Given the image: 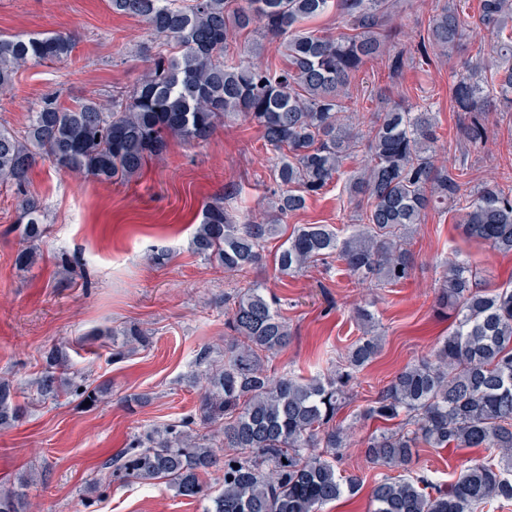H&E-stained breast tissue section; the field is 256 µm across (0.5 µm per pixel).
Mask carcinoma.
Listing matches in <instances>:
<instances>
[{
  "instance_id": "carcinoma-1",
  "label": "carcinoma",
  "mask_w": 512,
  "mask_h": 512,
  "mask_svg": "<svg viewBox=\"0 0 512 512\" xmlns=\"http://www.w3.org/2000/svg\"><path fill=\"white\" fill-rule=\"evenodd\" d=\"M112 11L144 20L179 52L143 46L149 67L129 91L107 105L93 99L65 106L45 96L29 112L24 133L0 124V184L25 190L34 165L44 159L63 174L101 181L129 180L170 140L202 142L217 124L241 117L262 131L274 156L264 218L256 222L222 199L204 204L192 248L230 272L257 265L269 238L288 214L306 207L341 175L346 161L362 154L360 168L344 185L356 202L357 229L341 237L326 224L294 229L276 255L282 276L319 261L342 262L361 284L397 285L413 267L409 235L430 208L453 206L468 237L503 254L512 253V176L463 190L464 171L439 166L438 120L426 102L399 103L368 117L352 111L351 84L365 64L387 53L386 31L407 0H110ZM479 24L496 35L494 63L483 48L454 84L455 109L471 117L467 141L482 142L479 115L512 112V0H480ZM331 9L344 31L318 35L304 21ZM251 30L280 40L283 65L260 54L233 55L231 43ZM468 35L456 0H435L427 42L452 57ZM62 35L0 36V88L18 71L70 55ZM20 265L31 261L43 228L38 198L22 199ZM438 304L455 318L453 330L433 354L403 368L364 409V417L395 421L370 434L366 460L399 471L372 488L375 512H482L512 502V285L477 283L466 263L446 262ZM227 336L224 362L209 365L195 413L136 437L115 470L138 481L163 480L188 498L205 496L204 479L223 471L224 488L204 512H322L324 505L356 493L362 477L337 472L348 432L336 423L354 375L380 351L377 336H363L334 374L309 379L274 377L265 360L288 346L291 331L281 299L252 281L224 294ZM53 371L40 390L56 392L54 370L63 352L46 356ZM67 392L96 405L103 390L74 378ZM23 414L10 384L0 382V427ZM209 427L198 435L197 424ZM484 448L444 490L428 478H407L420 445ZM0 512H24L22 495L0 492Z\"/></svg>"
}]
</instances>
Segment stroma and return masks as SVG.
<instances>
[{
	"instance_id": "1",
	"label": "stroma",
	"mask_w": 512,
	"mask_h": 512,
	"mask_svg": "<svg viewBox=\"0 0 512 512\" xmlns=\"http://www.w3.org/2000/svg\"><path fill=\"white\" fill-rule=\"evenodd\" d=\"M473 30L453 58L416 46L426 36L433 0H409L400 27L388 41L407 59L391 75L388 62H368L352 88L358 112H380L386 103L427 100L439 121L437 159L464 169L467 188L512 174V114L490 113L487 139L472 148L460 133L451 90L478 46L493 35L476 28L479 0H462ZM72 36L70 56L19 71L0 96V123L23 130L31 109L48 93L64 104L79 98L111 101L131 89L147 64L135 52L145 43L165 44L137 17L114 13L109 0H0V35ZM273 155L262 132L242 118L220 123L199 145L170 141L132 181L102 182L57 173L38 161L28 191L44 210V234L36 261L16 262L22 196L0 185V380H8L26 415L0 429V485L26 483L28 512H203V502L176 494L160 481L117 477L108 463L146 430L162 428L195 412L205 360L224 357V295L243 280L261 281L282 299L292 339L268 362L272 376H327L364 329L353 311L373 302L380 353L358 373L337 419L355 440L338 467L361 475L364 485L350 501L324 512H372V487L382 468L368 464L358 440L382 429L365 419L370 401L408 363L431 354L453 320L436 306L444 262L459 259L492 287L512 282V254L492 252L468 239L452 212L431 210L410 237L415 264L404 283L386 288L358 284L344 265L314 266L278 277L275 254L295 227L326 224L339 235L353 232L356 208L343 181H335L285 218L265 249L267 262L247 276L224 271L191 248L206 201L224 197L241 212L261 216ZM137 326L147 343L131 344L122 361L112 351L125 344L123 331ZM67 359L62 377H82L111 392L93 407L72 396L40 399L35 383L47 369L46 355ZM480 448L421 446L413 470L445 485Z\"/></svg>"
}]
</instances>
